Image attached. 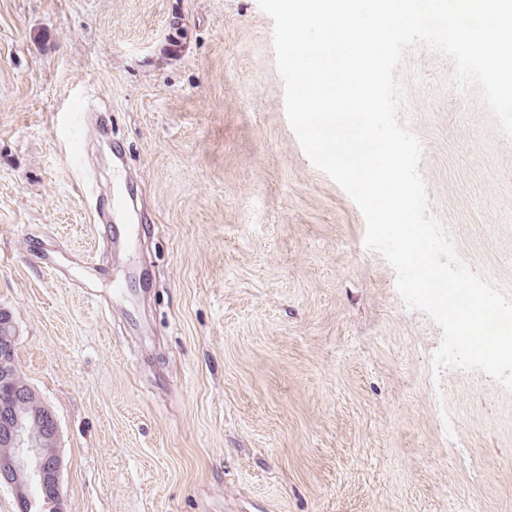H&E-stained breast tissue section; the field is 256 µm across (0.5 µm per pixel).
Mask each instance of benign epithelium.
<instances>
[{"instance_id": "7a95c632", "label": "benign epithelium", "mask_w": 512, "mask_h": 512, "mask_svg": "<svg viewBox=\"0 0 512 512\" xmlns=\"http://www.w3.org/2000/svg\"><path fill=\"white\" fill-rule=\"evenodd\" d=\"M0 329L7 332L0 341V388H17L13 375L12 351L17 340L12 317L0 312ZM35 419L50 424L48 435L40 437L28 428L24 419L10 407L0 405V446L10 452L0 456V485L9 486L18 495L37 487L45 502L60 505L63 458L59 448V428L54 413L45 405Z\"/></svg>"}]
</instances>
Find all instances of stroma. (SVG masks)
Segmentation results:
<instances>
[{"label": "stroma", "instance_id": "1", "mask_svg": "<svg viewBox=\"0 0 512 512\" xmlns=\"http://www.w3.org/2000/svg\"><path fill=\"white\" fill-rule=\"evenodd\" d=\"M452 72L409 51L401 117L433 214L512 293V139ZM116 148L149 222L113 243ZM365 231L258 0H0V310L63 512H512V391L434 371L441 329Z\"/></svg>", "mask_w": 512, "mask_h": 512}]
</instances>
